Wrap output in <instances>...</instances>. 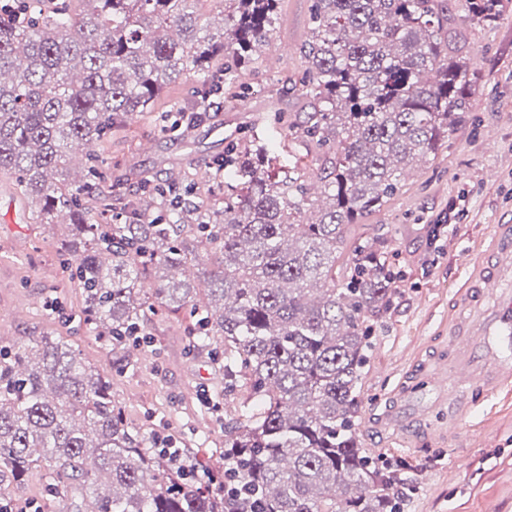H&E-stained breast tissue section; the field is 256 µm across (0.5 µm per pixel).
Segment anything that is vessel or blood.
Instances as JSON below:
<instances>
[{
	"label": "vessel or blood",
	"mask_w": 512,
	"mask_h": 512,
	"mask_svg": "<svg viewBox=\"0 0 512 512\" xmlns=\"http://www.w3.org/2000/svg\"><path fill=\"white\" fill-rule=\"evenodd\" d=\"M447 359L426 366L424 390L401 389L383 411L384 430L413 432L445 413L458 422L473 392L491 398L512 383V224L495 225L484 260L473 265L448 330Z\"/></svg>",
	"instance_id": "vessel-or-blood-1"
}]
</instances>
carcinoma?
Masks as SVG:
<instances>
[{"mask_svg":"<svg viewBox=\"0 0 512 512\" xmlns=\"http://www.w3.org/2000/svg\"><path fill=\"white\" fill-rule=\"evenodd\" d=\"M219 9L221 25L200 6ZM0 11V171L64 217L89 332L142 345L148 316L189 312L193 352L223 346L224 391L240 396L224 426V465L171 455L132 430L107 381L61 338L0 345V502L33 471L70 491L67 512H401L406 479L379 467L355 430L371 316L387 309L384 252L348 237L381 210L407 170L448 141L477 80L448 35L445 0H313L300 78L310 111L231 145L209 179L211 206L180 183L146 182L144 208L105 180L92 151L172 83L195 77L208 112L242 86L268 45L279 0H19ZM490 26L505 0H461ZM319 166L311 190L310 165ZM180 206L172 207L173 198ZM204 257L200 293L171 275ZM155 277L144 286V272Z\"/></svg>","mask_w":512,"mask_h":512,"instance_id":"cac0c4a2","label":"carcinoma"}]
</instances>
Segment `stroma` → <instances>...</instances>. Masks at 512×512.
<instances>
[{
	"instance_id": "35a3bbf8",
	"label": "stroma",
	"mask_w": 512,
	"mask_h": 512,
	"mask_svg": "<svg viewBox=\"0 0 512 512\" xmlns=\"http://www.w3.org/2000/svg\"><path fill=\"white\" fill-rule=\"evenodd\" d=\"M464 37V54L478 73L468 120L439 153L406 175L385 207L354 226L355 236L384 233L397 274L390 307L373 320V345L359 397L358 433L380 466L407 478L403 512H512V386L481 402L458 424L454 444L435 430L415 439L382 434L375 418L408 383L424 384L423 367L448 343V315L465 273L459 253L480 257L493 225L512 220V2L492 30L466 18L448 0ZM312 0H280L269 45L250 65L245 88L226 92L222 106L194 128L161 132L154 113L97 144L109 165L126 170L121 189L135 196L143 180L175 177L203 199L221 195L206 177L229 143L307 111L296 84L306 63L300 48L309 35ZM462 197L463 214L445 224L448 204ZM30 199L13 174L0 173V339L23 344L62 337L112 384L128 425L146 436L170 435L191 443L202 457L220 461L231 396L213 401L224 379V360L192 354L183 315L149 317L150 345L111 348L83 324V296L60 261L61 227L33 219ZM442 225L433 235L434 225Z\"/></svg>"
}]
</instances>
